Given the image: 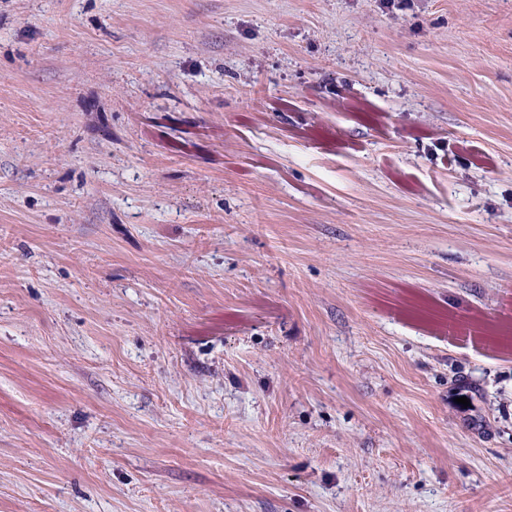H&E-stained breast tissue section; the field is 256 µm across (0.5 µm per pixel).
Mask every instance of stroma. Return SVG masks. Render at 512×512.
Returning a JSON list of instances; mask_svg holds the SVG:
<instances>
[{"mask_svg":"<svg viewBox=\"0 0 512 512\" xmlns=\"http://www.w3.org/2000/svg\"><path fill=\"white\" fill-rule=\"evenodd\" d=\"M0 512H512V0H0Z\"/></svg>","mask_w":512,"mask_h":512,"instance_id":"stroma-1","label":"stroma"}]
</instances>
